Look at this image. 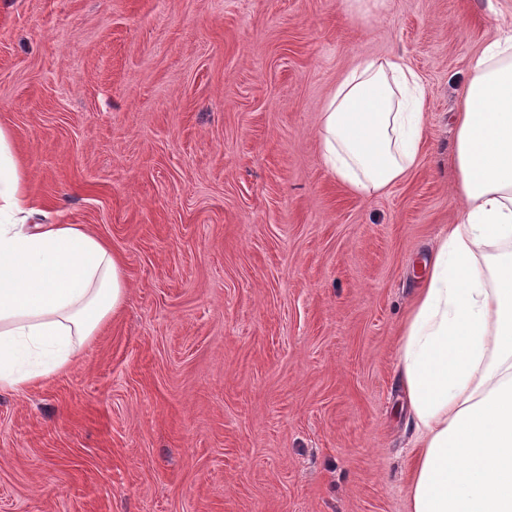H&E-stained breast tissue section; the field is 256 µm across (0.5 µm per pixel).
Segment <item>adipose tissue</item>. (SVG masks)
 <instances>
[{
  "mask_svg": "<svg viewBox=\"0 0 512 512\" xmlns=\"http://www.w3.org/2000/svg\"><path fill=\"white\" fill-rule=\"evenodd\" d=\"M398 56L360 59L323 105L337 181L372 195L415 167L426 124ZM462 206L427 262L396 376L413 429L409 512H512V35L470 65L455 114ZM26 171L0 127V390L67 371L120 312L121 258L82 224H33Z\"/></svg>",
  "mask_w": 512,
  "mask_h": 512,
  "instance_id": "obj_1",
  "label": "adipose tissue"
}]
</instances>
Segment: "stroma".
I'll use <instances>...</instances> for the list:
<instances>
[{
    "label": "stroma",
    "mask_w": 512,
    "mask_h": 512,
    "mask_svg": "<svg viewBox=\"0 0 512 512\" xmlns=\"http://www.w3.org/2000/svg\"><path fill=\"white\" fill-rule=\"evenodd\" d=\"M512 0H0V126L41 221L124 265L64 373L0 391V512H407L401 327L461 206L454 116ZM419 76L418 163L325 168L365 57Z\"/></svg>",
    "instance_id": "35a3bbf8"
}]
</instances>
